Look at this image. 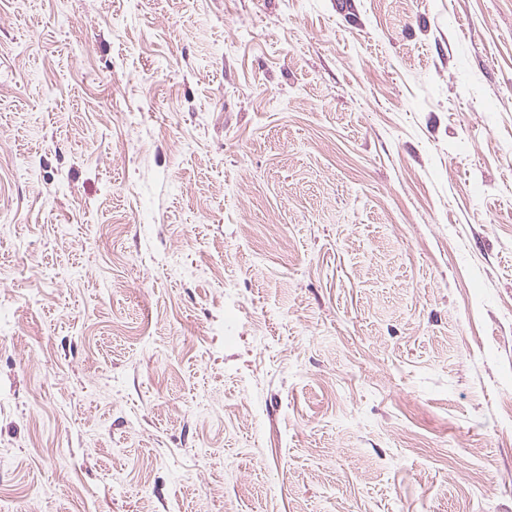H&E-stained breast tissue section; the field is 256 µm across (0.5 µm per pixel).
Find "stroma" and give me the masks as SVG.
Instances as JSON below:
<instances>
[{
    "label": "stroma",
    "instance_id": "35a3bbf8",
    "mask_svg": "<svg viewBox=\"0 0 512 512\" xmlns=\"http://www.w3.org/2000/svg\"><path fill=\"white\" fill-rule=\"evenodd\" d=\"M0 512H512V0H0Z\"/></svg>",
    "mask_w": 512,
    "mask_h": 512
}]
</instances>
